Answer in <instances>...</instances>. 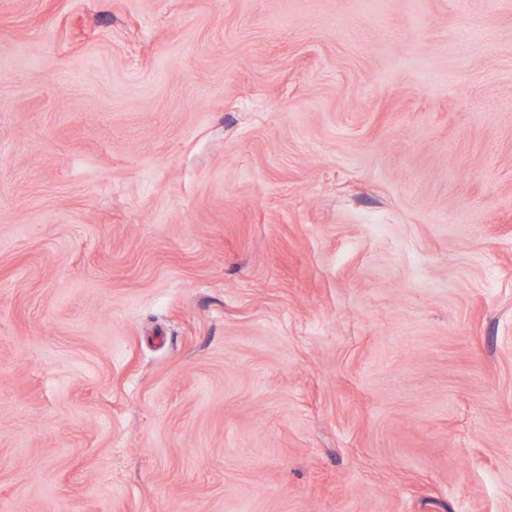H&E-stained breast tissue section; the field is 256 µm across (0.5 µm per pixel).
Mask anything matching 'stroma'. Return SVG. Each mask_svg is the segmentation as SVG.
I'll return each instance as SVG.
<instances>
[{"instance_id": "35a3bbf8", "label": "stroma", "mask_w": 512, "mask_h": 512, "mask_svg": "<svg viewBox=\"0 0 512 512\" xmlns=\"http://www.w3.org/2000/svg\"><path fill=\"white\" fill-rule=\"evenodd\" d=\"M0 512H512V0H0Z\"/></svg>"}]
</instances>
